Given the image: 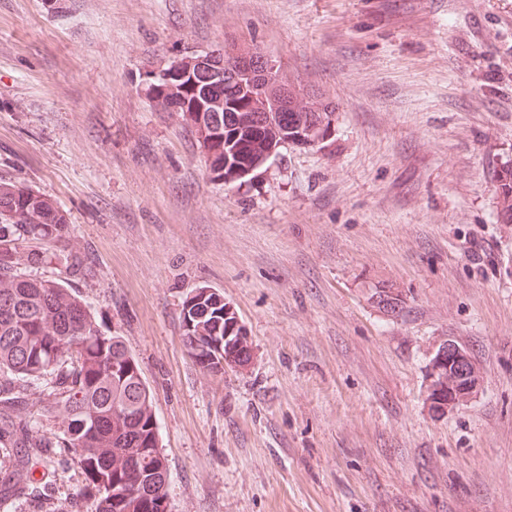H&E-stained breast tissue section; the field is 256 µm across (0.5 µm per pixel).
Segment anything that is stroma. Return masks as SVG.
<instances>
[{
  "instance_id": "1",
  "label": "stroma",
  "mask_w": 512,
  "mask_h": 512,
  "mask_svg": "<svg viewBox=\"0 0 512 512\" xmlns=\"http://www.w3.org/2000/svg\"><path fill=\"white\" fill-rule=\"evenodd\" d=\"M257 47L335 104L325 139L242 180L144 92L193 53ZM512 0H0V179L69 215L92 269L60 279L123 337L151 392L167 512H512ZM208 287L253 344L204 373L181 306ZM404 301L384 312L376 293ZM454 341L482 376L434 413L431 359ZM25 430L61 432L38 409ZM45 490L11 512H86L66 448L0 477ZM497 220L512 224V166L505 165L497 173Z\"/></svg>"
}]
</instances>
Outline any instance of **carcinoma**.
Listing matches in <instances>:
<instances>
[{
	"label": "carcinoma",
	"instance_id": "cac0c4a2",
	"mask_svg": "<svg viewBox=\"0 0 512 512\" xmlns=\"http://www.w3.org/2000/svg\"><path fill=\"white\" fill-rule=\"evenodd\" d=\"M236 59L224 60V111L196 112L203 88L186 94L188 106L179 113L184 126L209 148L206 163L222 172L224 182L239 180L279 154L285 145L311 146L322 141L331 126L335 105L314 101L309 92L291 84L269 91L265 79L234 70ZM179 77L151 97L160 112L181 91ZM497 220L512 224V166L497 173ZM69 216L53 199L21 181H0V370L14 376L15 394L0 399L6 410L25 393L27 384L47 375L57 392L43 406L47 419L63 417L62 436L52 441L33 436V455L56 445L74 453L88 481L90 512H145L144 497L165 499L167 458L162 448L144 447L157 431L152 396L121 336L98 332L84 303L57 280L30 278L19 266H41L63 252L69 275L91 272L86 253L69 237ZM35 241L26 250L22 245ZM377 305L395 313L403 300L391 287L377 292ZM183 343L189 355L201 348L212 360L199 367L224 376V358L247 368L252 342L235 327L236 313L224 310L223 298L203 289L193 291L181 309ZM435 385L440 399L456 390L459 371L471 366L466 351L455 342L441 345ZM138 468V488L127 484L130 464ZM35 482L33 472L0 484V501L25 496Z\"/></svg>",
	"mask_w": 512,
	"mask_h": 512
}]
</instances>
